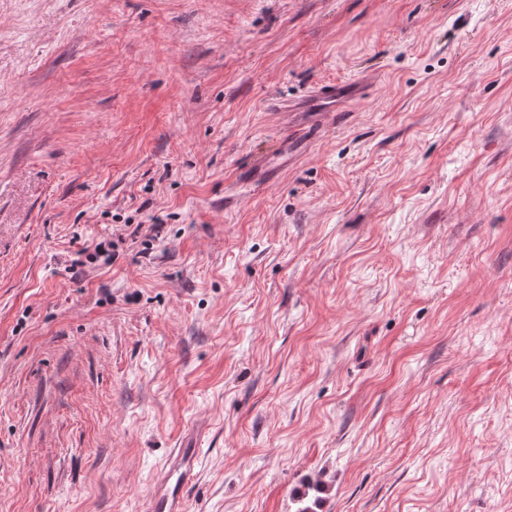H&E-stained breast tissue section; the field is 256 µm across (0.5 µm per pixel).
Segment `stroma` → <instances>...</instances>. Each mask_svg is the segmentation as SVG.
Wrapping results in <instances>:
<instances>
[{
    "mask_svg": "<svg viewBox=\"0 0 512 512\" xmlns=\"http://www.w3.org/2000/svg\"><path fill=\"white\" fill-rule=\"evenodd\" d=\"M194 437L186 512H512V0H0V512ZM360 82H337L321 86L316 96L309 102L288 106L285 112L303 113L314 112L315 116L325 117L337 112L340 107L354 96L352 85Z\"/></svg>",
    "mask_w": 512,
    "mask_h": 512,
    "instance_id": "stroma-1",
    "label": "stroma"
}]
</instances>
